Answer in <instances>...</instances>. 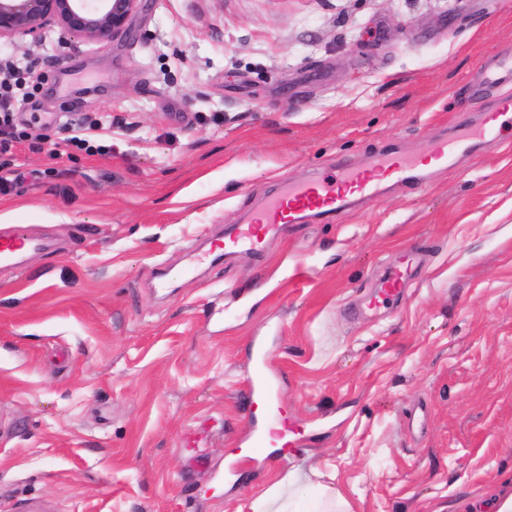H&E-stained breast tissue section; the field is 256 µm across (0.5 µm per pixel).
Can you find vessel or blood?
I'll list each match as a JSON object with an SVG mask.
<instances>
[{
	"label": "vessel or blood",
	"instance_id": "vessel-or-blood-1",
	"mask_svg": "<svg viewBox=\"0 0 512 512\" xmlns=\"http://www.w3.org/2000/svg\"><path fill=\"white\" fill-rule=\"evenodd\" d=\"M505 117L506 114L502 111L485 113L481 125L475 129H466L465 134L479 140H494L502 130ZM425 162L439 168L447 167V144H433L421 158L389 154L369 171L342 167L337 169L335 175L285 187L265 203L247 224L242 225L235 236L214 241L213 247L228 252L244 247L255 248L267 235L280 232L285 225L295 223L303 211H340L346 205L348 194L375 196L381 192L383 180L402 177L417 170ZM40 247V241L28 232L7 224L0 226V263H21L25 256ZM409 279V265L405 264L391 271L378 290L376 304L399 299Z\"/></svg>",
	"mask_w": 512,
	"mask_h": 512
}]
</instances>
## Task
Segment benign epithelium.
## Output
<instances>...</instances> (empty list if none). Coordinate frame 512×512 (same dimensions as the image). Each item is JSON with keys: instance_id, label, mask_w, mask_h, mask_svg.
I'll return each instance as SVG.
<instances>
[{"instance_id": "1", "label": "benign epithelium", "mask_w": 512, "mask_h": 512, "mask_svg": "<svg viewBox=\"0 0 512 512\" xmlns=\"http://www.w3.org/2000/svg\"><path fill=\"white\" fill-rule=\"evenodd\" d=\"M139 0H0V40H37L53 23L72 37L102 42L123 32Z\"/></svg>"}]
</instances>
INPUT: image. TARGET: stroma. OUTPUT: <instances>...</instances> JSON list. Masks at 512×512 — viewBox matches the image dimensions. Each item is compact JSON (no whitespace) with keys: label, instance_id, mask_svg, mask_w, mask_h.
I'll return each mask as SVG.
<instances>
[{"label":"stroma","instance_id":"1","mask_svg":"<svg viewBox=\"0 0 512 512\" xmlns=\"http://www.w3.org/2000/svg\"><path fill=\"white\" fill-rule=\"evenodd\" d=\"M43 82L0 225V512H488L512 496V132L261 250L211 239L288 183L423 154L512 81V0H141L101 43L0 56ZM111 125L112 151L70 145ZM414 254L395 308L367 310ZM264 372L269 396L250 394ZM280 449L237 461L257 423ZM40 248V241L28 232L8 224L0 226V263L19 264ZM288 480V476L286 478ZM283 479L271 485L252 502V512H352L348 501L336 489L318 485L309 508L303 509L294 497L282 499Z\"/></svg>","mask_w":512,"mask_h":512}]
</instances>
